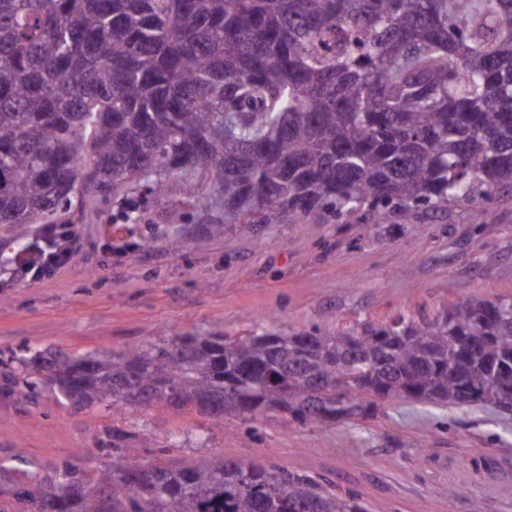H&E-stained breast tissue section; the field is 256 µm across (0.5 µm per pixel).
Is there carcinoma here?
Here are the masks:
<instances>
[{"label": "carcinoma", "mask_w": 512, "mask_h": 512, "mask_svg": "<svg viewBox=\"0 0 512 512\" xmlns=\"http://www.w3.org/2000/svg\"><path fill=\"white\" fill-rule=\"evenodd\" d=\"M196 191L199 231L359 210L484 204L512 190V0H0V224H42L76 194L141 180ZM4 393L78 408L195 407L214 422L374 415L377 400L512 413V301L473 295L424 325L231 339L174 336L118 356L40 350ZM122 461L43 474L0 461V512H368L299 471ZM76 485L89 492L72 493Z\"/></svg>", "instance_id": "obj_1"}]
</instances>
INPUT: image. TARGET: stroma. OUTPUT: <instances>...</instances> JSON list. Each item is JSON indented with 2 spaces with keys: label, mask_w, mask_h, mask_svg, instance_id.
Instances as JSON below:
<instances>
[{
  "label": "stroma",
  "mask_w": 512,
  "mask_h": 512,
  "mask_svg": "<svg viewBox=\"0 0 512 512\" xmlns=\"http://www.w3.org/2000/svg\"><path fill=\"white\" fill-rule=\"evenodd\" d=\"M195 189L174 191L184 214L175 224L150 195L129 222L116 197H75L58 219L77 225L83 252L44 281L10 277L15 250L42 244L35 225L0 224V377H22L16 357L28 349L118 355L149 343L158 327L168 337L341 333L400 317L422 325L473 294L512 300V193L481 224L458 204L211 238L195 230ZM176 236L175 254L167 242ZM113 426L153 436L143 459L166 447L177 461L269 462L360 495L369 512H512V497L501 493L512 484V415L488 407L392 399L374 417L336 425H291L272 414H228L219 425L191 406L77 409L45 388L35 398L0 395V460L20 452L51 473L81 451L91 471L117 459L100 444Z\"/></svg>",
  "instance_id": "stroma-1"
}]
</instances>
